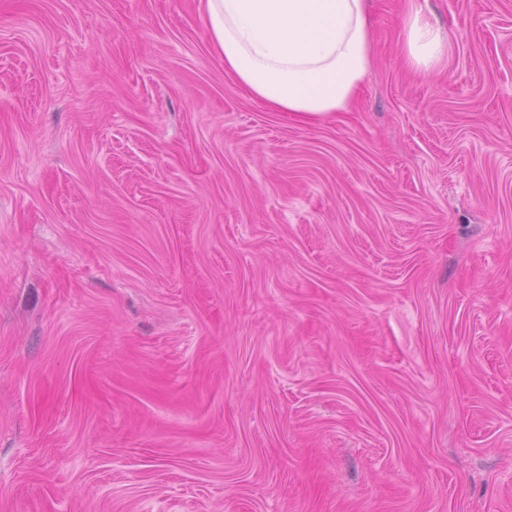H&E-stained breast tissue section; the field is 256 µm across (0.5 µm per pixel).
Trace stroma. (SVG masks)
I'll return each mask as SVG.
<instances>
[{
    "mask_svg": "<svg viewBox=\"0 0 512 512\" xmlns=\"http://www.w3.org/2000/svg\"><path fill=\"white\" fill-rule=\"evenodd\" d=\"M370 25L301 121L199 0H0V512H512V0ZM404 30L407 63L425 73L437 69L448 55V42L441 31L418 10L406 16Z\"/></svg>",
    "mask_w": 512,
    "mask_h": 512,
    "instance_id": "stroma-1",
    "label": "stroma"
}]
</instances>
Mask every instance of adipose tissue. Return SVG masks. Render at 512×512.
<instances>
[{
  "mask_svg": "<svg viewBox=\"0 0 512 512\" xmlns=\"http://www.w3.org/2000/svg\"><path fill=\"white\" fill-rule=\"evenodd\" d=\"M224 70L252 96L301 120L346 109L371 70L367 0H200ZM408 64L437 69L448 42L420 11L404 21Z\"/></svg>",
  "mask_w": 512,
  "mask_h": 512,
  "instance_id": "1",
  "label": "adipose tissue"
}]
</instances>
